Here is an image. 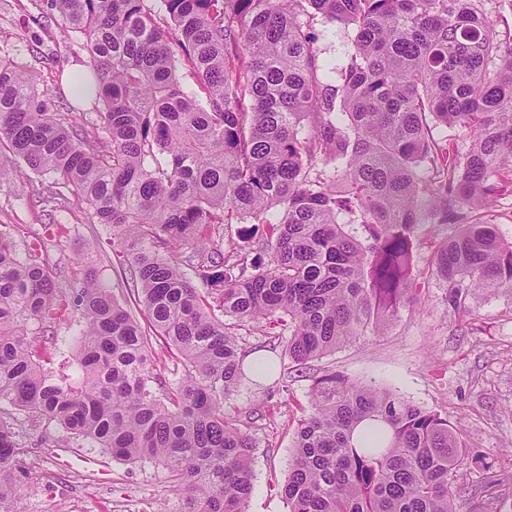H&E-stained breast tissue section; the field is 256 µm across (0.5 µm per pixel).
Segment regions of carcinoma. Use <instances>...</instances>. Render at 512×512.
<instances>
[{"instance_id": "cac0c4a2", "label": "carcinoma", "mask_w": 512, "mask_h": 512, "mask_svg": "<svg viewBox=\"0 0 512 512\" xmlns=\"http://www.w3.org/2000/svg\"><path fill=\"white\" fill-rule=\"evenodd\" d=\"M481 0H50L85 37L77 97L100 104L107 136L49 112L26 65L0 59V141L49 176L44 195L84 198L128 246L149 323L92 271L68 276L0 226V405L60 425L112 459L152 460L185 512H248L256 442L224 415L247 374L238 330L288 334L303 365L375 336L415 293L425 222L454 231L432 268L462 306L468 288L512 290V243L469 219L512 194V42ZM353 33L326 64L310 20ZM187 66L197 89L187 90ZM469 131L454 159L439 126ZM263 224L256 254L224 249L226 224ZM200 271V294L182 267ZM221 316H216L215 311ZM230 321H224V318ZM78 325L79 374L60 380L28 340L36 321ZM178 355L168 381L152 340ZM365 426L362 446L353 433ZM14 427L0 419V512H15ZM470 458L447 418L332 372L314 383L282 492L289 512H458Z\"/></svg>"}]
</instances>
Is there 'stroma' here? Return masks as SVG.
<instances>
[{"label":"stroma","mask_w":512,"mask_h":512,"mask_svg":"<svg viewBox=\"0 0 512 512\" xmlns=\"http://www.w3.org/2000/svg\"><path fill=\"white\" fill-rule=\"evenodd\" d=\"M5 55L26 63L50 111L101 133L97 107L62 87L71 69L89 56L81 37L57 28L48 0H0V56ZM0 163L11 170L0 179V224L20 227L18 246L43 240L50 262L70 275L95 269L121 303L133 305L116 257L122 245L96 222L85 200L68 193L45 203L40 176L17 173L8 148H0ZM435 242L427 235L413 249L416 304L401 307L379 335L359 337L303 370L293 368L278 340L264 336L258 324L242 327L243 346L277 362L268 379H244L224 399L226 414L254 419L258 445L248 512H288L281 488L295 430L309 409L314 380L328 370L356 384L389 388L461 422L477 460L456 473L459 512H512V291L473 289L464 309L455 310L447 286L431 271ZM14 424L25 447L19 512H182L184 496L158 463L116 461L105 449L77 439L60 448L61 427L21 415Z\"/></svg>","instance_id":"obj_1"}]
</instances>
